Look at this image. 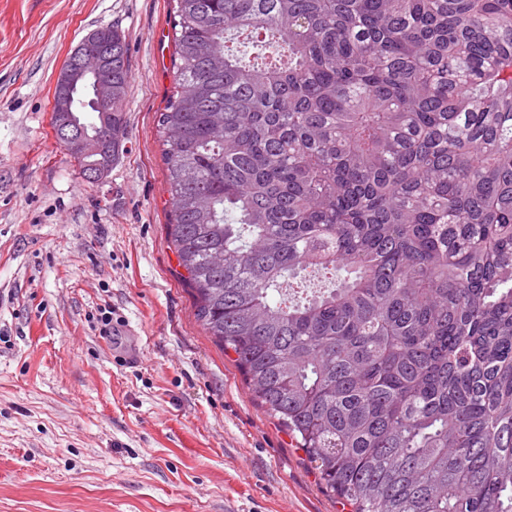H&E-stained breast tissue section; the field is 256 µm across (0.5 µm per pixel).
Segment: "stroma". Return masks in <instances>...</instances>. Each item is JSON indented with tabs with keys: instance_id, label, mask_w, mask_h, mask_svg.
I'll use <instances>...</instances> for the list:
<instances>
[{
	"instance_id": "35a3bbf8",
	"label": "stroma",
	"mask_w": 512,
	"mask_h": 512,
	"mask_svg": "<svg viewBox=\"0 0 512 512\" xmlns=\"http://www.w3.org/2000/svg\"><path fill=\"white\" fill-rule=\"evenodd\" d=\"M172 0H0V512H352L203 328L168 239ZM126 34L127 139L89 185L51 127L95 28ZM133 326L103 329L102 310Z\"/></svg>"
}]
</instances>
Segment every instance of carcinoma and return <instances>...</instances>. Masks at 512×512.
I'll return each instance as SVG.
<instances>
[{
  "label": "carcinoma",
  "instance_id": "1",
  "mask_svg": "<svg viewBox=\"0 0 512 512\" xmlns=\"http://www.w3.org/2000/svg\"><path fill=\"white\" fill-rule=\"evenodd\" d=\"M175 2L157 126L197 319L354 512H512V0ZM96 31L121 104L126 35ZM301 273L339 284L295 299Z\"/></svg>",
  "mask_w": 512,
  "mask_h": 512
}]
</instances>
